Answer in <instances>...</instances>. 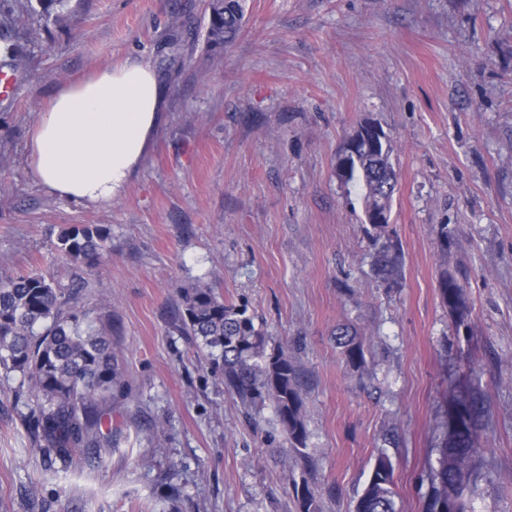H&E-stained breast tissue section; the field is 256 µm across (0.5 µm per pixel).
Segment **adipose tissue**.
Listing matches in <instances>:
<instances>
[{"label":"adipose tissue","mask_w":512,"mask_h":512,"mask_svg":"<svg viewBox=\"0 0 512 512\" xmlns=\"http://www.w3.org/2000/svg\"><path fill=\"white\" fill-rule=\"evenodd\" d=\"M166 89L152 65L125 61L59 86L28 144L30 178L77 204L124 194L163 122Z\"/></svg>","instance_id":"adipose-tissue-1"}]
</instances>
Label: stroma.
<instances>
[{"label": "stroma", "instance_id": "1", "mask_svg": "<svg viewBox=\"0 0 512 512\" xmlns=\"http://www.w3.org/2000/svg\"><path fill=\"white\" fill-rule=\"evenodd\" d=\"M242 31L206 48L208 0H71L62 22L0 28L28 81L0 100V278L38 270L80 288L54 242L96 224L107 253L86 318L112 338L130 393L101 404L114 447L44 466L22 382L0 368V512H353L378 452L398 512H424L435 450L458 394L488 401L470 512H512V0H241ZM149 61L167 110L126 194L97 205L51 195L26 145L52 93L108 64ZM393 142L389 224H364L362 190L336 175L363 121ZM448 246L438 244L440 228ZM397 243L401 273L374 270ZM462 285L470 331L438 290ZM246 307L304 375L307 455L272 403L245 408L173 324L180 291ZM367 339L351 370L338 325Z\"/></svg>", "mask_w": 512, "mask_h": 512}]
</instances>
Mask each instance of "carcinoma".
<instances>
[{"label": "carcinoma", "instance_id": "obj_1", "mask_svg": "<svg viewBox=\"0 0 512 512\" xmlns=\"http://www.w3.org/2000/svg\"><path fill=\"white\" fill-rule=\"evenodd\" d=\"M38 3L47 19L57 21L68 11V0ZM209 7L213 15L207 46L221 53L241 32L242 6L239 0H224L222 7L212 3ZM392 151L389 141L376 149L366 142L350 160V180L361 185L366 217L377 205V197L394 196L397 176ZM106 240V231L97 225H71L61 230L56 248L90 274L106 252ZM376 270L386 279L397 274L393 243L380 246ZM438 287L457 326L471 328L470 310L455 279L443 274ZM79 300L78 290L61 288L39 271L0 279V367L20 373L27 381L25 406L33 426L31 434L47 449L49 462L55 458L70 462L80 448L112 443V433L101 431L99 401L106 393L122 395L127 391L114 363L111 338L82 328ZM174 325L209 365L221 370L226 388L243 405L271 401L289 447L299 456L306 455L301 374L285 353L266 355V336L256 328L247 308L224 303L209 287L184 288ZM336 346L347 366L357 371L365 367L366 344L358 333L338 329ZM458 406V429L436 448L437 466L430 468L425 512H464L465 491L479 470L476 440L483 401L469 391L458 399ZM395 495L394 466L381 452L354 512H397ZM298 500L301 512H321L306 480Z\"/></svg>", "mask_w": 512, "mask_h": 512}]
</instances>
